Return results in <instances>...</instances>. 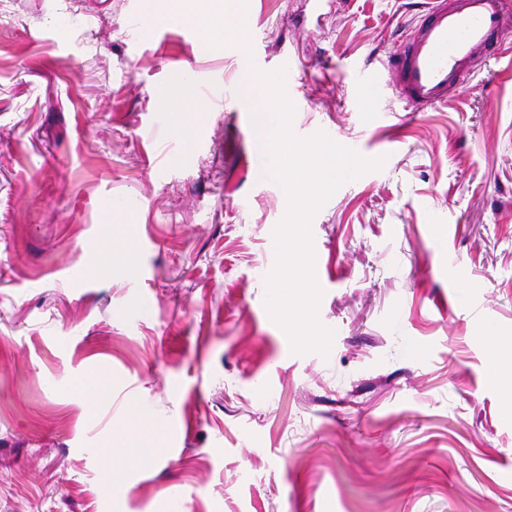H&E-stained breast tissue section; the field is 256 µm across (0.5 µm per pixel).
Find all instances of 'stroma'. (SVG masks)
<instances>
[{"label":"stroma","mask_w":512,"mask_h":512,"mask_svg":"<svg viewBox=\"0 0 512 512\" xmlns=\"http://www.w3.org/2000/svg\"><path fill=\"white\" fill-rule=\"evenodd\" d=\"M241 3L260 70L298 63L293 133L384 160L310 222L331 349L265 305L286 211L234 47L163 0H0V512H512V33L447 102L363 112L429 0ZM508 354L505 353L503 357ZM499 348L496 345H491L490 348V372L492 378L500 383L503 387L507 402L511 405V385H512V369L511 364H505ZM126 447H128L127 443L123 442L121 446H114V448H112L113 467L112 465H108L104 470L106 480L111 481L110 477H112L113 486L120 483L122 468H124V466H128L132 463H141L145 460L142 450L150 454H159L164 449L161 448L163 446L160 440L156 441L152 448H139L136 452H132L130 448Z\"/></svg>","instance_id":"1"}]
</instances>
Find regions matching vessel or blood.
<instances>
[{
  "mask_svg": "<svg viewBox=\"0 0 512 512\" xmlns=\"http://www.w3.org/2000/svg\"><path fill=\"white\" fill-rule=\"evenodd\" d=\"M511 27L512 0H431L403 48L385 67L364 71L354 107L377 109L386 86L417 110L444 103L486 66Z\"/></svg>",
  "mask_w": 512,
  "mask_h": 512,
  "instance_id": "b4317fda",
  "label": "vessel or blood"
}]
</instances>
